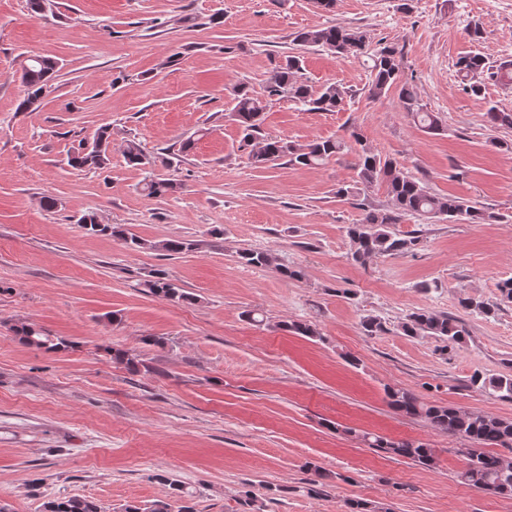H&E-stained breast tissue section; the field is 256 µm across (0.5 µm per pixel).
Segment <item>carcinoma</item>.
<instances>
[{"label":"carcinoma","instance_id":"obj_1","mask_svg":"<svg viewBox=\"0 0 512 512\" xmlns=\"http://www.w3.org/2000/svg\"><path fill=\"white\" fill-rule=\"evenodd\" d=\"M294 41L301 46H321L340 55L364 54L369 42L366 35L342 25L304 29L296 33ZM370 92L380 96L391 88H398V97L408 114L424 131L437 134L442 130L440 118L432 112H425L418 105L417 97L408 84L399 83V61L396 50L390 46H381L372 54ZM458 72L467 80L466 88L471 93H481L478 77L489 69L488 59L481 54L468 55L457 62ZM57 71V63L46 57H31L23 67L22 83L24 96L19 110L27 112L41 103L43 97L52 88ZM301 60L291 55L268 79L264 92L268 97L287 98L309 112H336L343 108L347 92L335 84H327L315 90L300 80ZM234 106L231 117L243 134V141L258 142L252 149V163L257 168L286 158L292 165L315 166L339 153L344 142L341 140H316L305 146L296 145L277 137L261 135L263 113L266 110L264 98L254 95L246 86L233 90ZM488 122L497 129L512 130V110L501 109L496 105L486 111ZM350 138L359 145L357 150L356 177L341 185L336 196L354 199L368 188L381 183L386 186L393 207L390 209H367L362 221L347 227V235L352 245V258L364 264L372 257L406 254L415 251L421 244L420 236L411 232L400 235L393 227L402 219L411 216L423 221L446 220L465 221L469 224H486L498 220L497 215L478 208L456 197L439 198L430 193L426 184L409 174L389 159L372 153L362 146L360 134L350 132ZM94 147L88 151L80 148L68 160L76 170L101 169L109 162V136L102 130L93 137ZM124 155L128 163L135 166L148 164L140 145L134 140L125 144ZM144 190L150 195L163 196L176 191V186L165 179L150 177L144 183ZM78 223L92 232H111L115 235L122 231L109 224H101L93 214L82 216ZM127 241L136 248L149 245L137 236L127 237ZM169 253H181L192 247L182 239H168L149 245ZM239 262L247 266H271L275 256L268 252L243 249L238 253ZM150 292L167 299L189 300L190 294L175 287L162 277L145 283ZM460 308L470 314L489 316L495 309L489 303L470 295L459 298ZM406 336H431L443 343L446 351L462 344L468 336V330L459 319L448 314H437L425 309L409 313L398 325ZM21 339L29 346L52 351L64 345L63 340H54L36 328L24 325L18 330ZM472 385L478 389L502 399L512 400V375L483 376L479 373L471 376ZM390 406L398 413L427 420L437 431L467 440L470 448L462 449L468 456V466L461 472L460 479L467 485L491 495H512V465H505L498 455L482 450L484 446H500L512 450V421L499 419L480 412L462 411L452 406H437L421 400L414 393L398 388L387 390ZM360 439L374 448H382L397 457L407 458L424 465L434 462V451L426 444L407 440L390 441L381 436L364 433ZM173 497L183 502L178 512H195L188 505L194 493L175 481L169 482ZM42 512H99L97 503L84 497L71 496L51 499L42 504Z\"/></svg>","mask_w":512,"mask_h":512}]
</instances>
